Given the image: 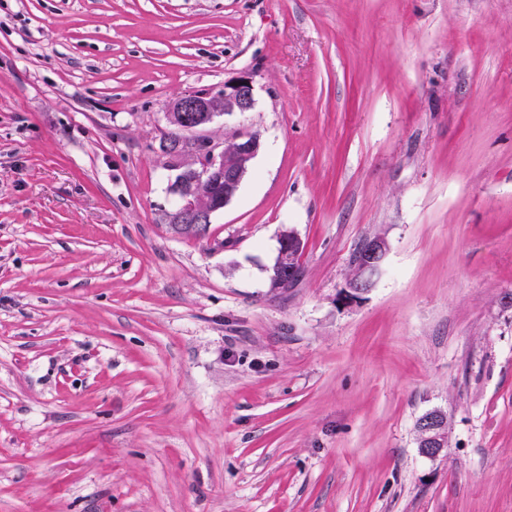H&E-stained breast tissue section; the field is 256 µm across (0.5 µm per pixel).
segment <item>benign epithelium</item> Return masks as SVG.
<instances>
[{
    "instance_id": "obj_1",
    "label": "benign epithelium",
    "mask_w": 512,
    "mask_h": 512,
    "mask_svg": "<svg viewBox=\"0 0 512 512\" xmlns=\"http://www.w3.org/2000/svg\"><path fill=\"white\" fill-rule=\"evenodd\" d=\"M254 104L253 77L246 73L215 93H188L170 105L168 122L180 131V136L163 141L161 150L173 162L170 187L178 197L177 221L191 227L197 239L207 238L214 215L237 193L261 149V135L257 130L244 129L219 147L195 133L219 115L244 114L252 111ZM302 249L303 241L294 230L282 231L272 266L273 284L296 275ZM387 252V242L381 236L370 239L358 251L344 293L347 301L358 299L372 288ZM446 424L445 415L439 411L429 412L419 420L418 448L422 455L435 458L446 448Z\"/></svg>"
}]
</instances>
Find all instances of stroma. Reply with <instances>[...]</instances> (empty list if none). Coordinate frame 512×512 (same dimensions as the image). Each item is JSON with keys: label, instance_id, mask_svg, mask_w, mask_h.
Masks as SVG:
<instances>
[{"label": "stroma", "instance_id": "obj_1", "mask_svg": "<svg viewBox=\"0 0 512 512\" xmlns=\"http://www.w3.org/2000/svg\"><path fill=\"white\" fill-rule=\"evenodd\" d=\"M244 72L172 235L168 107ZM0 512H512V0H0ZM251 74H243L213 93H188L170 105L168 122L181 135L170 132L161 144L162 152L173 162L171 191L178 197L177 221L190 226L194 238L205 239L214 215L223 210L261 149V135L244 129L220 148L203 137H192L209 126L219 115L244 114L254 108ZM222 184L223 190L218 192ZM302 249L303 241L294 230L282 231L272 266L273 275L271 279L274 285L282 284L287 277L288 280H291L296 275L302 257ZM388 252L386 240L381 236L370 239L364 247L358 251L354 260V272L348 280L344 297L352 302L359 295L366 293L373 286V278L383 266ZM447 419L439 411L425 414L418 423V448L422 455L436 458L446 448Z\"/></svg>", "mask_w": 512, "mask_h": 512}]
</instances>
